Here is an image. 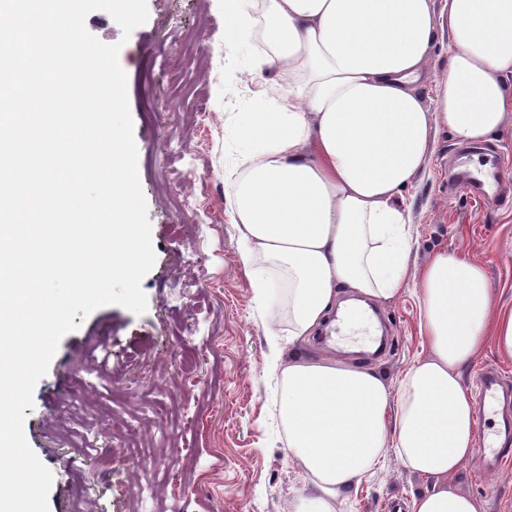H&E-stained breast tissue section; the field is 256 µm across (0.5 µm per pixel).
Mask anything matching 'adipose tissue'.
Wrapping results in <instances>:
<instances>
[{"instance_id": "ef3b65f1", "label": "adipose tissue", "mask_w": 512, "mask_h": 512, "mask_svg": "<svg viewBox=\"0 0 512 512\" xmlns=\"http://www.w3.org/2000/svg\"><path fill=\"white\" fill-rule=\"evenodd\" d=\"M231 13L240 30L265 31L251 79L278 77L269 111L241 113L243 148L224 184L258 300L270 272L288 278L296 354L281 369L279 416L303 478L290 512H338L390 456L432 483L408 512H480L453 483L476 451L463 370L488 346L512 360V308L495 306L484 267L460 252L410 270L406 193L438 130L485 143L512 112V0H448L444 25L433 0H231ZM410 286L425 353L398 381L300 354L340 290L381 304Z\"/></svg>"}]
</instances>
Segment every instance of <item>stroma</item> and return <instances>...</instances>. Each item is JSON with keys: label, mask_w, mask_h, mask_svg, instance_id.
I'll list each match as a JSON object with an SVG mask.
<instances>
[{"label": "stroma", "mask_w": 512, "mask_h": 512, "mask_svg": "<svg viewBox=\"0 0 512 512\" xmlns=\"http://www.w3.org/2000/svg\"><path fill=\"white\" fill-rule=\"evenodd\" d=\"M149 17L123 34L91 12L87 30L120 44L118 61L138 148L156 262L142 281L147 310L100 307L66 334L27 410L25 439L52 472L49 512H288L302 485L278 420L271 341L288 321L258 303L228 215L224 170L240 145L237 116L270 107L249 82L260 50L239 31L226 0H147ZM461 149L435 135L408 197L410 262L442 248L482 263L498 305L512 307V193L479 195L450 175ZM512 185V113L486 153L465 158ZM374 313L389 347L366 351L369 331L332 326L304 345L373 365L397 381L422 352L418 301L405 291ZM482 512H512V452L474 455L455 476ZM430 486L387 459L352 490L345 512H391Z\"/></svg>", "instance_id": "1"}]
</instances>
